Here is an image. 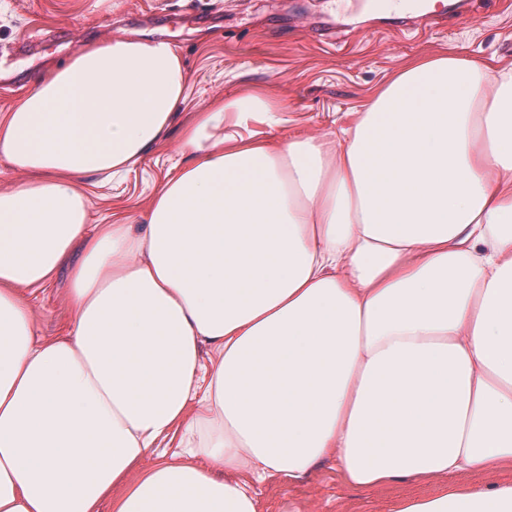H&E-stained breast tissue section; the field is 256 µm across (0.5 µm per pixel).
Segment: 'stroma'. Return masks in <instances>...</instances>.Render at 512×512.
I'll use <instances>...</instances> for the list:
<instances>
[{
	"label": "stroma",
	"instance_id": "obj_1",
	"mask_svg": "<svg viewBox=\"0 0 512 512\" xmlns=\"http://www.w3.org/2000/svg\"><path fill=\"white\" fill-rule=\"evenodd\" d=\"M140 36L176 47L186 98L137 162L111 177L78 176L91 231L118 215L143 223L156 188L189 162L180 149L184 130L216 102L257 96L277 104L282 124L258 117L239 129L244 138L274 148L350 123L412 63L458 54L512 67V0H475L466 22L441 17L414 28L395 12L348 13L338 0H0V113L81 48ZM71 288L64 266L49 285L25 289L38 338L68 336ZM502 482H512V472L407 478L362 489L345 484L327 460L291 481L268 476L254 490L257 512H396L406 499Z\"/></svg>",
	"mask_w": 512,
	"mask_h": 512
}]
</instances>
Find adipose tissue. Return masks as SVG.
I'll use <instances>...</instances> for the list:
<instances>
[{
	"label": "adipose tissue",
	"instance_id": "1",
	"mask_svg": "<svg viewBox=\"0 0 512 512\" xmlns=\"http://www.w3.org/2000/svg\"><path fill=\"white\" fill-rule=\"evenodd\" d=\"M185 89L170 42L118 39L0 114V159L32 176L0 192V512H255L254 483L321 460L364 489L512 468V72L420 61L273 149L213 139L228 113L276 120L221 103L141 231L87 233L76 176L135 163ZM76 246L71 334L36 340L19 290ZM399 512H512V483Z\"/></svg>",
	"mask_w": 512,
	"mask_h": 512
}]
</instances>
